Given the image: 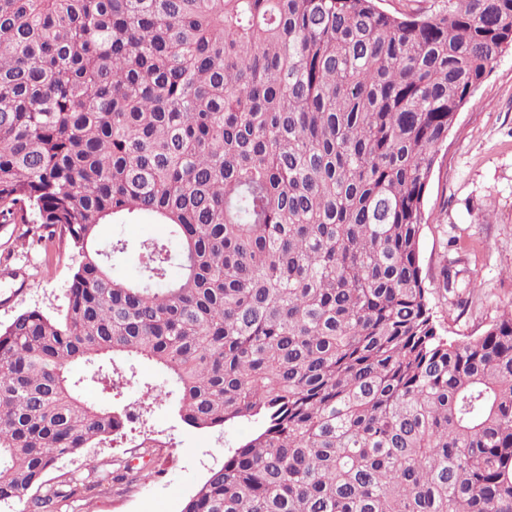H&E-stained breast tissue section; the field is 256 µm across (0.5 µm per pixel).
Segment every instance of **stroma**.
Wrapping results in <instances>:
<instances>
[{
  "label": "stroma",
  "mask_w": 512,
  "mask_h": 512,
  "mask_svg": "<svg viewBox=\"0 0 512 512\" xmlns=\"http://www.w3.org/2000/svg\"><path fill=\"white\" fill-rule=\"evenodd\" d=\"M431 216L419 258L433 311L450 337L477 336L512 308V50L504 53L471 101L459 112L434 166L425 195ZM79 257L47 248L25 225L0 223V324L31 309L55 311ZM456 285L444 288L445 270ZM152 428L160 446L98 448L99 465L140 466L153 460L157 473L133 487L94 486L84 457L63 460L60 471L79 484L65 512H182L194 490L224 457L251 436L241 421L211 431L183 425L168 406L155 410Z\"/></svg>",
  "instance_id": "35a3bbf8"
}]
</instances>
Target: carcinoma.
Segmentation results:
<instances>
[{
	"label": "carcinoma",
	"mask_w": 512,
	"mask_h": 512,
	"mask_svg": "<svg viewBox=\"0 0 512 512\" xmlns=\"http://www.w3.org/2000/svg\"><path fill=\"white\" fill-rule=\"evenodd\" d=\"M510 48L512 0H0V220L80 258L64 306L0 326V505L57 512V464L97 470L165 399L257 424L183 512H512V311L445 335L419 258L441 147ZM140 219L167 237L118 275L100 226Z\"/></svg>",
	"instance_id": "carcinoma-1"
}]
</instances>
